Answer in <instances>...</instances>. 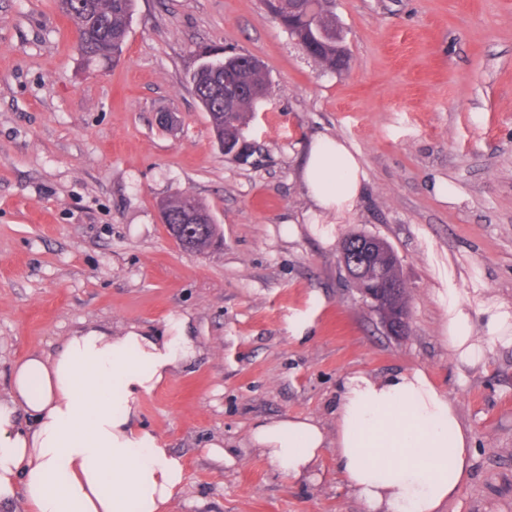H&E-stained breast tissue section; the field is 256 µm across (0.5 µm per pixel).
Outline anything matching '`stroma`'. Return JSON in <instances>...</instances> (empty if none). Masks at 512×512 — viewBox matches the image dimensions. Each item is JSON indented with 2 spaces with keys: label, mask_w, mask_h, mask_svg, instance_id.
Here are the masks:
<instances>
[{
  "label": "stroma",
  "mask_w": 512,
  "mask_h": 512,
  "mask_svg": "<svg viewBox=\"0 0 512 512\" xmlns=\"http://www.w3.org/2000/svg\"><path fill=\"white\" fill-rule=\"evenodd\" d=\"M336 13L351 54L340 72L261 0H136L119 62L102 67L82 61L56 0H0V394L14 362L75 329L152 332L185 315L201 354L142 406L186 460L172 512H364L335 449L294 481L249 432L283 415L334 431L346 376L421 369L473 434L445 512H512V350L458 364L439 299L477 286L512 306V0H336ZM205 50L269 74L243 131L260 164L213 142L189 83ZM320 134L351 143L366 172L327 241L298 180ZM178 194L208 205L222 246L176 244L158 203ZM357 233L398 258L407 335L386 334L340 262ZM215 441L233 464L206 457Z\"/></svg>",
  "instance_id": "35a3bbf8"
}]
</instances>
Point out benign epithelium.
I'll return each instance as SVG.
<instances>
[{"label":"benign epithelium","mask_w":512,"mask_h":512,"mask_svg":"<svg viewBox=\"0 0 512 512\" xmlns=\"http://www.w3.org/2000/svg\"><path fill=\"white\" fill-rule=\"evenodd\" d=\"M251 144L244 136L238 142L224 143V157L237 162H248ZM388 255L384 240L378 237L360 238L349 250L340 252V261L356 285L362 299L370 305L380 323L391 336H403L409 328V315L400 305L406 286L394 271L395 261L381 262Z\"/></svg>","instance_id":"1"}]
</instances>
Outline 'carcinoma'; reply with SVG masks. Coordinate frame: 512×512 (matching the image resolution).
<instances>
[{
  "label": "carcinoma",
  "mask_w": 512,
  "mask_h": 512,
  "mask_svg": "<svg viewBox=\"0 0 512 512\" xmlns=\"http://www.w3.org/2000/svg\"><path fill=\"white\" fill-rule=\"evenodd\" d=\"M268 13L276 19L288 34L296 39L302 35L288 24V5L283 0H263ZM59 10L75 20L83 60L94 63L116 62L123 53L129 25L134 10V0H60ZM299 46L320 67L336 71L347 67L350 53H336V46L324 49L323 44L307 39ZM224 57L203 62L190 78L192 90L202 107L208 112L211 130L216 142L222 144L237 135L242 114L253 109L258 97L269 91V80L260 68L239 67L224 71ZM243 85L253 94L224 99V85ZM207 214L206 206L189 195L166 199V216L171 224L181 221L189 213Z\"/></svg>",
  "instance_id": "cac0c4a2"
}]
</instances>
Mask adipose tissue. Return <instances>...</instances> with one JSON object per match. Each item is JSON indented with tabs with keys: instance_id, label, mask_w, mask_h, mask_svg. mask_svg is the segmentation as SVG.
<instances>
[{
	"instance_id": "ef3b65f1",
	"label": "adipose tissue",
	"mask_w": 512,
	"mask_h": 512,
	"mask_svg": "<svg viewBox=\"0 0 512 512\" xmlns=\"http://www.w3.org/2000/svg\"><path fill=\"white\" fill-rule=\"evenodd\" d=\"M300 180L316 215H351L366 174L343 141L316 137ZM448 347L474 367L488 348H512V309L441 295ZM187 317L160 333L119 335L84 327L57 351L33 352L10 371L0 398V506L28 512H170L187 472L181 455L142 420L144 399L200 350ZM249 441L283 476L309 477L326 446L365 512H442L470 477L473 438L448 398L420 369L341 384L336 428L308 416L257 421Z\"/></svg>"
}]
</instances>
